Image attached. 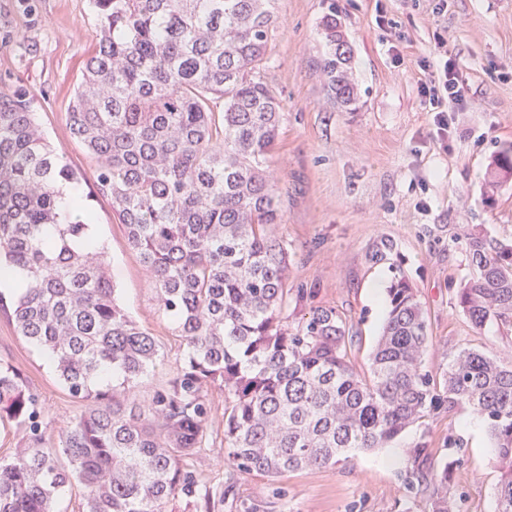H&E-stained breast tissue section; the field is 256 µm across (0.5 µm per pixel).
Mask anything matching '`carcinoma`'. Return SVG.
Listing matches in <instances>:
<instances>
[{"label": "carcinoma", "instance_id": "obj_1", "mask_svg": "<svg viewBox=\"0 0 512 512\" xmlns=\"http://www.w3.org/2000/svg\"><path fill=\"white\" fill-rule=\"evenodd\" d=\"M100 19L68 112L70 136L97 161V193L140 254L160 310L182 339L172 375L123 404L160 360L155 337L119 303L86 206L56 186L76 180L18 91L0 92V269L26 273L3 303L17 333L51 356L82 412L55 446L39 396L0 359V422L21 442L0 460V512H56L75 478L83 512H217L224 489L188 464L224 393V449L239 472L277 477L387 448L436 413L483 421L501 479L494 512H512V360L448 350L438 381L423 366L429 331L404 276L388 289L383 333L361 373L347 319L312 306L288 323V245L272 167L281 106L264 80L275 0H92ZM325 90L342 107L357 88L336 18L324 21ZM512 176V148L494 156ZM458 304L474 328L512 324V244L477 228Z\"/></svg>", "mask_w": 512, "mask_h": 512}]
</instances>
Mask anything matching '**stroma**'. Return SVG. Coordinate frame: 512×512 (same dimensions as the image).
Listing matches in <instances>:
<instances>
[{"label":"stroma","instance_id":"obj_1","mask_svg":"<svg viewBox=\"0 0 512 512\" xmlns=\"http://www.w3.org/2000/svg\"><path fill=\"white\" fill-rule=\"evenodd\" d=\"M276 8L263 76L282 105L274 176L284 222L277 233L291 255L288 285L304 291L288 300L289 323L297 324L309 305L335 307L349 322L353 360L367 367L387 316L386 290L399 271L424 308L431 338L424 367L434 376L447 369L452 345L512 355V327L492 321L473 328L456 298L470 272L465 233L477 225L512 242V178L486 194L493 156L512 146V0H277ZM382 10L397 30L379 25ZM328 16L352 49L359 97L346 108L328 97L319 68ZM398 31L405 39L396 50ZM440 38L467 83V103L444 141L420 95L426 75L419 62L436 60ZM98 40L91 0H0V90H25L38 124L62 148L95 212L94 233L108 253L119 300L165 354L139 387L145 396L168 378L181 346L110 201L94 192L96 162L67 126ZM376 283L382 292L375 298ZM0 359L26 376L48 412L49 436L58 439L82 408L43 352L1 314ZM215 406L191 463L202 483L224 487L221 512H431L433 476L447 465L457 512L494 510L495 451L470 413H435L391 448L271 478L225 466L223 397ZM420 442L428 445L420 461L424 480L411 488L409 452Z\"/></svg>","mask_w":512,"mask_h":512}]
</instances>
